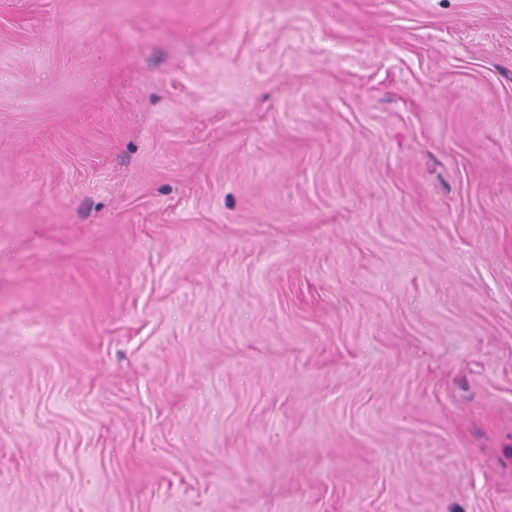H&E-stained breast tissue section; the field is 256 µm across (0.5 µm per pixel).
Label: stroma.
<instances>
[{
	"label": "stroma",
	"instance_id": "stroma-1",
	"mask_svg": "<svg viewBox=\"0 0 512 512\" xmlns=\"http://www.w3.org/2000/svg\"><path fill=\"white\" fill-rule=\"evenodd\" d=\"M0 512H512V0H0Z\"/></svg>",
	"mask_w": 512,
	"mask_h": 512
}]
</instances>
